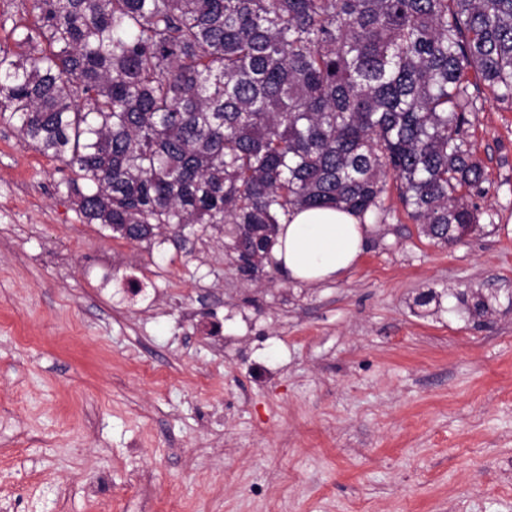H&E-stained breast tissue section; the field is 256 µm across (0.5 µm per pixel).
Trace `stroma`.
<instances>
[{"label": "stroma", "mask_w": 512, "mask_h": 512, "mask_svg": "<svg viewBox=\"0 0 512 512\" xmlns=\"http://www.w3.org/2000/svg\"><path fill=\"white\" fill-rule=\"evenodd\" d=\"M470 92L477 230L430 240L388 183L317 286L209 227L104 236L0 126V512H512V100Z\"/></svg>", "instance_id": "1"}]
</instances>
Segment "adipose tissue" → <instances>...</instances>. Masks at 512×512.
<instances>
[{
  "mask_svg": "<svg viewBox=\"0 0 512 512\" xmlns=\"http://www.w3.org/2000/svg\"><path fill=\"white\" fill-rule=\"evenodd\" d=\"M369 225L348 211L305 208L277 228L271 258L289 281L315 285L336 279L360 258Z\"/></svg>",
  "mask_w": 512,
  "mask_h": 512,
  "instance_id": "1",
  "label": "adipose tissue"
}]
</instances>
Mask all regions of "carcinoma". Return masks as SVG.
Returning a JSON list of instances; mask_svg holds the SVG:
<instances>
[{
  "mask_svg": "<svg viewBox=\"0 0 512 512\" xmlns=\"http://www.w3.org/2000/svg\"><path fill=\"white\" fill-rule=\"evenodd\" d=\"M30 2L0 46V125L69 167L114 238L209 226L254 276L290 212L363 218L390 179L429 239L478 224L469 75L512 99V0Z\"/></svg>",
  "mask_w": 512,
  "mask_h": 512,
  "instance_id": "obj_1",
  "label": "carcinoma"
}]
</instances>
